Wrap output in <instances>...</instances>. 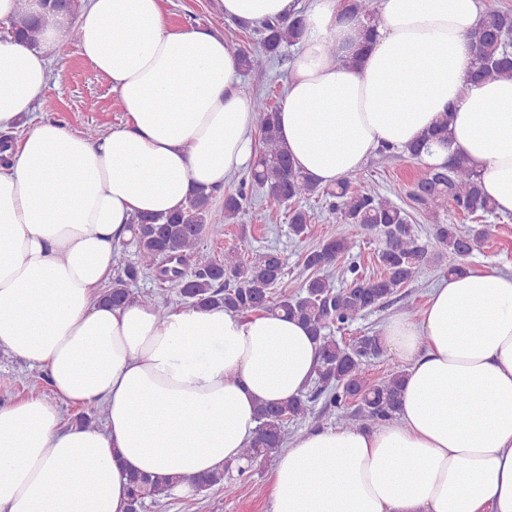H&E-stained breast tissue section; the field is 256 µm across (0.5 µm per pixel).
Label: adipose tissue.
I'll return each instance as SVG.
<instances>
[{
	"mask_svg": "<svg viewBox=\"0 0 512 512\" xmlns=\"http://www.w3.org/2000/svg\"><path fill=\"white\" fill-rule=\"evenodd\" d=\"M30 47L0 40V349L45 367L52 398L0 407V512H127L128 477L239 465L260 404L304 393L318 347L296 320L106 303L133 215L179 211L255 156L241 67L210 26L170 24L163 0H80ZM247 23L304 15L278 131L297 170L331 186L440 117L498 213H512V80L473 82L483 0H375L373 32L345 0H216ZM78 29L123 124L89 139L33 114L52 54ZM405 366L396 417L306 432L269 476L271 512H512V273L442 277L419 316H391ZM99 403L103 425L62 424Z\"/></svg>",
	"mask_w": 512,
	"mask_h": 512,
	"instance_id": "adipose-tissue-1",
	"label": "adipose tissue"
}]
</instances>
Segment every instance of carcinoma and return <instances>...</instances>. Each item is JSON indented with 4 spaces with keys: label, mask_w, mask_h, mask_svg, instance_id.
<instances>
[{
    "label": "carcinoma",
    "mask_w": 512,
    "mask_h": 512,
    "mask_svg": "<svg viewBox=\"0 0 512 512\" xmlns=\"http://www.w3.org/2000/svg\"><path fill=\"white\" fill-rule=\"evenodd\" d=\"M28 0H18L20 19L16 34L31 45L38 44V34L53 24L58 12L75 13L79 0H41L42 12H27ZM374 0H348L350 16L370 24H378ZM260 36L254 49L234 48L243 71L263 73L268 64L281 56L282 48L298 42L303 34L299 19H281L256 26ZM512 34V13L496 10L483 17L472 33L474 59L471 74L475 79H512V54L504 44ZM252 111L261 135L260 154L249 170L248 180L234 189L224 190V223L236 219L247 200V185L264 189L279 203L291 205L289 224L294 236H303L310 223L309 212L301 202L315 196L336 198L330 204L336 213V231L320 245L305 253L303 268L308 275L294 296L282 290L288 257L275 249L256 250L248 258L230 248L224 258L213 259L203 252V240L210 231L213 193L199 191L188 200L184 209L165 216L139 215L130 225L137 247V261L127 264L112 277V287L105 291V300L120 306L135 299L164 315L167 302L151 293L138 290L141 277L152 275L167 293L191 307L206 309L222 306L228 310L263 311L284 314L308 327L318 342L319 357L311 392L303 393L281 404L258 407L259 426L251 443L241 450L246 467H226L222 472L190 479L196 490L216 486L224 493L234 492V485L225 479L237 470L244 476L254 464L277 455L286 440L285 425L290 420L306 417L311 403L325 398V406L340 411L348 423L371 428L392 419L402 405V383L405 372L394 371L378 381L369 378V361L382 351L381 338L374 334L356 336L349 341L336 339L331 328L342 330L363 313L389 302L400 289L417 280L422 266L438 261L445 263V273L464 274L467 243L484 236V229L472 227L462 231L456 224H442L439 213L449 208L468 215L496 213L493 201L484 195L480 182L463 159H455L448 167L430 166L422 179L408 192L416 205L432 223L434 249L419 243L417 229L409 215L387 197L365 188H352L344 179L333 191H325L308 176L298 172L281 145L276 123L277 107L268 98H253ZM448 141V116L422 138L407 146L403 154L421 157L431 141ZM362 229L382 236L378 262L382 273L367 276L356 262L344 273L346 286L337 288L331 280V269L349 255L353 242L347 227ZM179 480L133 474L129 478L128 512H141L145 500L165 506Z\"/></svg>",
    "instance_id": "carcinoma-1"
}]
</instances>
